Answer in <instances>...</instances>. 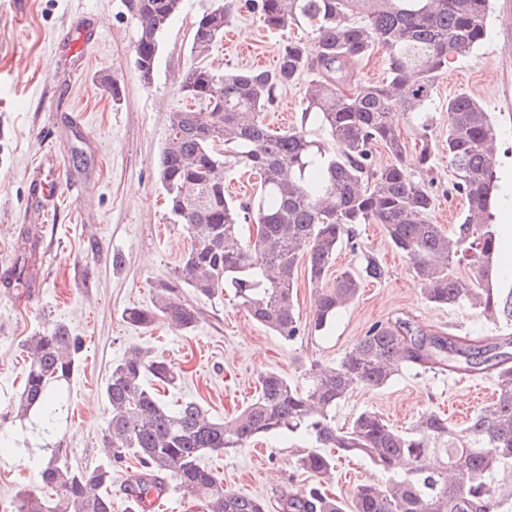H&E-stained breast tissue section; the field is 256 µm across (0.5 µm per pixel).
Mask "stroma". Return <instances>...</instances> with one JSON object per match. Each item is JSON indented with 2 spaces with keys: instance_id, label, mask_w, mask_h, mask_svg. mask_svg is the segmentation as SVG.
Returning <instances> with one entry per match:
<instances>
[{
  "instance_id": "stroma-1",
  "label": "stroma",
  "mask_w": 512,
  "mask_h": 512,
  "mask_svg": "<svg viewBox=\"0 0 512 512\" xmlns=\"http://www.w3.org/2000/svg\"><path fill=\"white\" fill-rule=\"evenodd\" d=\"M212 3L183 0L147 85L134 64L136 24L124 0H0V411L18 394L29 336L61 323L83 340L79 370L63 386L57 432L42 438L32 433L30 420L6 424L13 438H28L30 450L0 448V504L22 490L40 492L42 447L60 449V465L73 470L106 463L103 433L110 411L102 387L113 363L133 346L166 356L179 370L177 385L160 393L166 404L195 400L221 419L250 403L261 373L275 371L306 386L312 365L339 361L379 320L408 315L429 329L462 336L512 335L510 316L427 303L410 260L377 224L357 225L354 241L339 247L327 278L346 270L361 274L369 256L384 267L385 278H364L356 301L327 330L315 331V290L299 274L303 334L295 343L252 322L229 296L207 300L185 292V302L200 311L191 332L165 320L151 328L124 321L126 308L151 305L158 282L173 275L191 244L183 226L168 218L156 167L170 114L183 105L179 84L191 63L194 23ZM81 25L97 36L75 62L58 39ZM225 35L205 59L212 68L276 65L281 36L247 7L239 8ZM112 79L120 96L108 86ZM461 91L482 103L496 133L492 223L499 250L493 284L502 296H512V9L506 0H492L482 47L452 60L439 79L432 101L436 139L447 132L449 95ZM37 170L54 175L58 191L39 208L30 204ZM431 180L430 221L457 223L464 201L452 188L446 152L436 154ZM27 238L37 250L29 258L33 280L23 287L12 273ZM473 381L486 396H473L456 376L406 368L384 388L355 389L337 405L335 420L342 425L371 410L405 430L434 410L459 428L492 401L491 379L477 375ZM312 446L302 434L266 436L207 454L202 462L233 491L274 500L307 484L297 461ZM384 479L368 460L342 456L331 483L347 500L357 485Z\"/></svg>"
}]
</instances>
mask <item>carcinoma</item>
<instances>
[{
    "mask_svg": "<svg viewBox=\"0 0 512 512\" xmlns=\"http://www.w3.org/2000/svg\"><path fill=\"white\" fill-rule=\"evenodd\" d=\"M270 31L309 28L310 41L282 38L272 69L219 71L196 62L224 37L238 10L236 0H215L195 22L190 56L179 92L189 105L173 112L159 157L157 180L171 223L192 238L175 275L160 282L150 307L124 310L126 322L143 328L164 318L191 332L199 312L180 300L190 289L214 299L226 291L251 319L286 343L302 332L294 295L299 265L317 288L314 328L323 330L357 297L360 278L346 270L326 275L343 240L357 224H380L390 244L408 257L424 299L442 307L465 303L492 313L502 299L493 288L497 237L491 221L496 135L489 113L467 92L448 97V135L433 139L430 104L451 60L484 41L490 0H248ZM182 0H136L135 66L151 84L161 42ZM383 54L384 77L355 81L360 65ZM305 82L300 125L275 130L264 121L279 94ZM413 118L420 168H433L436 152H448L454 190L466 200L459 223L446 228L428 214L431 183L405 165L406 143L392 114ZM318 124L328 141L308 138ZM390 157L377 165L374 150ZM242 163L257 175L247 202L224 192L226 164ZM469 273L454 268L460 258ZM29 359L14 409L40 410L34 430L52 435L58 424L57 392L80 363L82 341L63 325L29 337ZM450 374L487 375L496 400L454 429L435 411L408 431L365 410L338 427L333 411L355 388L380 389L402 366ZM180 374L163 356L131 347L112 365L104 387L110 407L106 464L73 471L59 466L50 449L40 478L53 496L22 493L10 512H112L113 464L133 458L123 491L129 512H148L168 480L201 499L205 512H512V485L492 481L512 466V337L473 338L424 329L409 317L377 322L332 365H316L306 387L280 373L258 378L259 392L234 417H210L194 400L174 407L150 383L173 386ZM278 433H305L318 449L300 457L310 484L279 496L277 505L224 487L201 459L241 448ZM337 448L368 459L388 474L353 490L350 504L329 493Z\"/></svg>",
    "mask_w": 512,
    "mask_h": 512,
    "instance_id": "1",
    "label": "carcinoma"
}]
</instances>
